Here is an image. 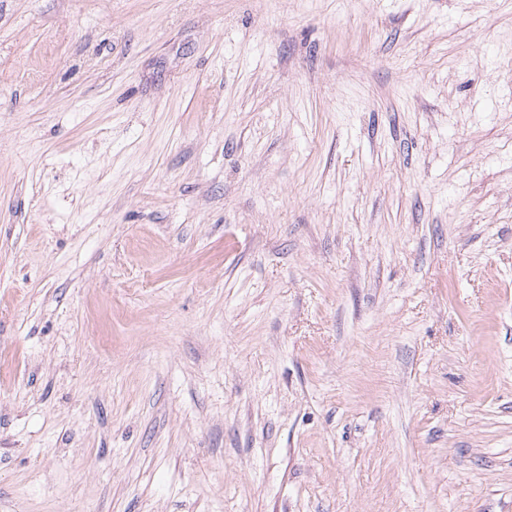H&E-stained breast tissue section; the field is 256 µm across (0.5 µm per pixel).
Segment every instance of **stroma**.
I'll use <instances>...</instances> for the list:
<instances>
[{"label": "stroma", "instance_id": "stroma-1", "mask_svg": "<svg viewBox=\"0 0 512 512\" xmlns=\"http://www.w3.org/2000/svg\"><path fill=\"white\" fill-rule=\"evenodd\" d=\"M0 512H512V0H0Z\"/></svg>", "mask_w": 512, "mask_h": 512}]
</instances>
